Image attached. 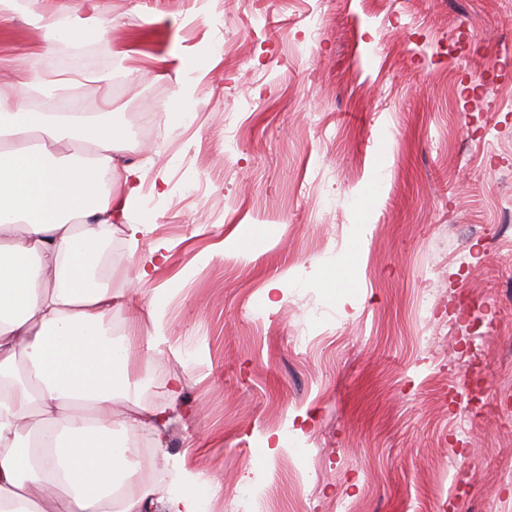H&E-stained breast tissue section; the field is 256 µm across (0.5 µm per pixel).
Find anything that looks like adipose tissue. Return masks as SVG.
Listing matches in <instances>:
<instances>
[{
	"mask_svg": "<svg viewBox=\"0 0 512 512\" xmlns=\"http://www.w3.org/2000/svg\"><path fill=\"white\" fill-rule=\"evenodd\" d=\"M89 145L61 154L65 139ZM126 130L105 114L33 111L0 86V512H207L212 485L187 468L149 488L130 439L149 433L165 463L166 410L141 405L128 349L112 334L169 258L154 227L132 222L143 166L124 163ZM121 235L136 256L128 288L101 286L93 241ZM130 404L112 423L118 401Z\"/></svg>",
	"mask_w": 512,
	"mask_h": 512,
	"instance_id": "adipose-tissue-1",
	"label": "adipose tissue"
}]
</instances>
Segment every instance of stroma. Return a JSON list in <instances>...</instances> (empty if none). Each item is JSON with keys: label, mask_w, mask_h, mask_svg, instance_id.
<instances>
[{"label": "stroma", "mask_w": 512, "mask_h": 512, "mask_svg": "<svg viewBox=\"0 0 512 512\" xmlns=\"http://www.w3.org/2000/svg\"><path fill=\"white\" fill-rule=\"evenodd\" d=\"M79 3L0 16V84L129 134L172 251L141 294L162 342L112 331L209 512H512V0H99L104 27L46 43ZM254 225L272 241L225 249Z\"/></svg>", "instance_id": "35a3bbf8"}]
</instances>
